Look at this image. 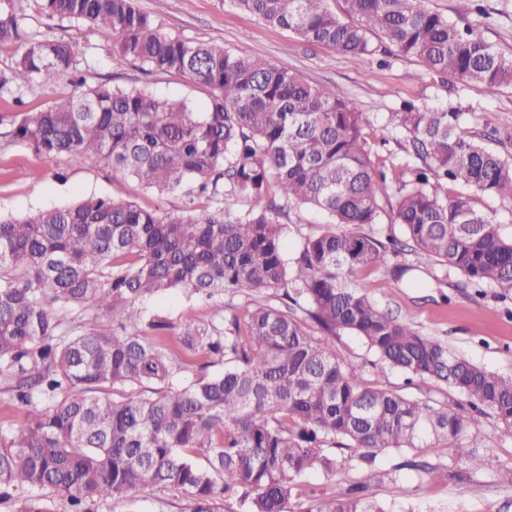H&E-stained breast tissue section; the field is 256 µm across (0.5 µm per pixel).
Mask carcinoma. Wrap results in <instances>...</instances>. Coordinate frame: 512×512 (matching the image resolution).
<instances>
[{
    "label": "carcinoma",
    "instance_id": "1",
    "mask_svg": "<svg viewBox=\"0 0 512 512\" xmlns=\"http://www.w3.org/2000/svg\"><path fill=\"white\" fill-rule=\"evenodd\" d=\"M234 0L301 41L367 60L372 37L415 59L425 75L512 87V56L478 28L458 27L423 0ZM51 15L88 24L116 60L146 75H177L208 94L207 111L138 88L85 87L76 39L34 34L15 0H0V43L17 45L0 69L12 136L46 158H94L142 187L181 194L159 212L92 197L0 218V390L24 411L0 427V503L49 512L43 491L69 512H95L143 488L183 512H289L302 478L339 474L332 446L368 471L336 485L306 512H394L373 499L379 455L442 440L469 470L485 468L482 419L512 439V376L382 312L356 279L385 269L399 245L381 227L383 203L413 250L467 285L512 296V238L473 195L512 201V161L461 131L464 113L405 101L391 113L420 166L391 182L373 160L367 113L334 86L254 56L161 33L135 0H41ZM63 80L79 92L32 112L24 92ZM472 194L448 196V182ZM237 203L247 205L240 212ZM326 216L289 257V211ZM386 241H381V236ZM270 291L244 316L224 293ZM180 292L205 308L179 331L141 301ZM320 335L312 334L306 321ZM361 337L377 361L445 385L465 404L411 400L359 383L336 355V336ZM223 366L219 373L207 368Z\"/></svg>",
    "mask_w": 512,
    "mask_h": 512
}]
</instances>
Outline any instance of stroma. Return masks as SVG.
I'll list each match as a JSON object with an SVG mask.
<instances>
[{
	"instance_id": "1",
	"label": "stroma",
	"mask_w": 512,
	"mask_h": 512,
	"mask_svg": "<svg viewBox=\"0 0 512 512\" xmlns=\"http://www.w3.org/2000/svg\"><path fill=\"white\" fill-rule=\"evenodd\" d=\"M32 31L51 32L78 40L88 68V85L110 82L116 87L137 86L165 97L192 101L204 109L208 99L196 84L178 76H146L132 65H117L111 45L90 28H75L36 7L35 0H21ZM427 6L456 21L459 26L480 24L483 38L512 56V0H483L487 18L456 13V0H426ZM151 15L159 30L187 40L212 42L227 48L248 47L256 56L297 71L311 84L336 86L367 112L368 140L376 163L390 179L401 178L406 139L390 122L391 112L411 101L430 108L453 104L465 112V129L476 140L512 158V140L500 133L512 125V90L487 96L475 86L461 83L447 88L424 76L421 65L395 49L367 61L336 54L304 43L290 31L267 25L231 0H136ZM122 196L141 207L157 210L181 208L178 195H161L137 182L113 175L89 159L76 163L61 156L36 154L26 143L0 136V215L19 216L31 210L65 205L84 196ZM391 263L414 266L422 285L392 288L382 271L366 270L362 276L381 311L410 323L423 334L448 344L459 355L487 370L512 376V300L500 299L495 289L475 296L461 277L445 274L428 260L403 248ZM336 353L358 382L412 399L433 398L454 403L458 394L448 387L408 382L406 374L376 364L374 355L357 336L344 333L335 340ZM481 443L492 454V465L458 480L463 470L447 443L436 442L422 450H392L380 456L377 466L386 472L374 489L377 500L396 505L399 512H512V486L501 485L500 467L512 464V439L501 437L495 422L485 419Z\"/></svg>"
}]
</instances>
